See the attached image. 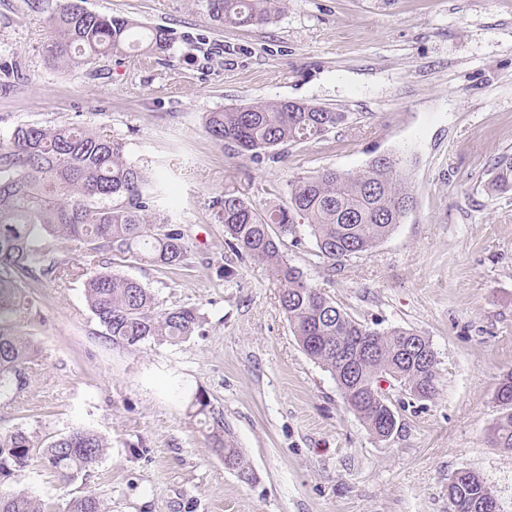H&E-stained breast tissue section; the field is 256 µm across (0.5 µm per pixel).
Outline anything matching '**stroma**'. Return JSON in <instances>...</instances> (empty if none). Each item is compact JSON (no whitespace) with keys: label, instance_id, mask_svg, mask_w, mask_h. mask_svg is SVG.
Here are the masks:
<instances>
[{"label":"stroma","instance_id":"obj_1","mask_svg":"<svg viewBox=\"0 0 512 512\" xmlns=\"http://www.w3.org/2000/svg\"><path fill=\"white\" fill-rule=\"evenodd\" d=\"M84 6L169 29V52L66 71L47 62L48 31L25 0H0V139L21 124L71 122L161 172L155 205L182 225L189 262L113 268L205 321L176 345L115 344L81 280L26 278L20 329L40 361L22 392L0 400V430L47 440L84 427L109 448L74 480L34 467L0 490L28 492L47 512L85 493L101 512H448V481L469 469L512 512V451L490 442L496 389L512 370V192L488 191L495 162L512 154V0H280L269 24L236 29L211 25L206 0ZM283 99L351 120L259 164L203 127L205 113ZM382 154L403 159L414 197L393 233L332 276L307 234L288 257L356 319L432 342L438 393L405 397L386 441L302 351L262 266L247 260L225 276L217 217L227 189L258 209L284 205L291 181ZM201 392L251 482L212 450Z\"/></svg>","mask_w":512,"mask_h":512}]
</instances>
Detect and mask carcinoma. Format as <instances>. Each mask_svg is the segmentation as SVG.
Instances as JSON below:
<instances>
[{
	"label": "carcinoma",
	"instance_id": "1",
	"mask_svg": "<svg viewBox=\"0 0 512 512\" xmlns=\"http://www.w3.org/2000/svg\"><path fill=\"white\" fill-rule=\"evenodd\" d=\"M26 2L48 30V61L68 70L121 54L135 42L148 55L171 48L168 29L89 11L84 0ZM275 2L206 0V9L216 27L263 26ZM349 120L347 112L279 100L208 112L204 129L233 154L259 164L268 154L277 156L280 147L316 140ZM494 170L489 192H511L512 155L501 156ZM152 190L149 173L126 156L121 143L70 122L21 124L0 140V397L22 390L39 359L38 347L18 330L28 305L22 277L38 273L56 281L76 275L53 257V244H81L91 262L105 253L167 269L185 265L188 245L181 226L154 208ZM107 199L113 204L102 205ZM412 203L400 160L380 155L359 171L326 169L292 181L286 207L258 210L238 192L226 191L218 212L230 255L262 265L278 284L279 305L299 346L331 374L347 408L376 437L387 426L398 428L399 420L384 407L388 396L378 378L389 377L416 398L435 395L438 362L432 343L412 329L379 331L351 316L288 260L285 240L298 237L295 217L305 220L317 256L334 273L347 258L389 237ZM82 276L87 307L114 343L175 344L202 327L197 308L161 309L150 289L110 266L84 270ZM344 336L362 337L372 347L351 372L336 358ZM495 399L499 416L491 442L512 450V371L500 379ZM195 405L208 419L212 448L224 453L238 475L251 474L240 451L224 439L223 413L203 393ZM106 449L105 439L89 429L43 442L16 427L0 433V482L33 465L72 481ZM451 482V512H477L476 505L494 498L481 477L457 473ZM0 512L45 510L37 499L17 492L0 494ZM63 512H100L99 501L90 493L74 496Z\"/></svg>",
	"mask_w": 512,
	"mask_h": 512
}]
</instances>
